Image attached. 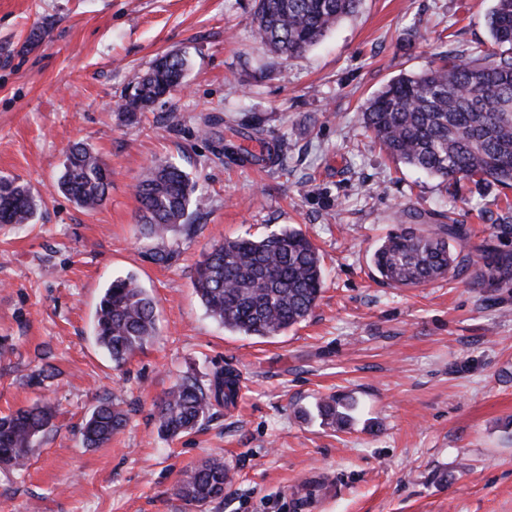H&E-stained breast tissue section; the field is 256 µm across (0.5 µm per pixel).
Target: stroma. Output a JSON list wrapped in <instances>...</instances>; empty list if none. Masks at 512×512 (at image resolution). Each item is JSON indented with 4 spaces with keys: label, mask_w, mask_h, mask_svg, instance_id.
<instances>
[{
    "label": "stroma",
    "mask_w": 512,
    "mask_h": 512,
    "mask_svg": "<svg viewBox=\"0 0 512 512\" xmlns=\"http://www.w3.org/2000/svg\"><path fill=\"white\" fill-rule=\"evenodd\" d=\"M491 5L361 0L285 61L252 39L253 0H0V176L38 200L32 224L0 225V414L62 411L24 473L0 467V512H512V287L449 276L393 288L370 263L400 224L449 207L480 242L512 224V188L447 190L360 124L391 79L489 44ZM172 49L187 58L183 84L128 118L131 81ZM78 141L112 168L91 212L57 187ZM275 141L288 144L281 167L266 159ZM166 160L204 204L150 241L133 187ZM288 224L320 250L317 307L272 339L224 329L194 291L197 263L224 238ZM127 275L155 298L157 331L117 368L94 314ZM220 366L240 374L236 406L163 439L156 402L182 375L204 383ZM334 394L350 406L335 429L316 410ZM107 396L127 424L84 447L80 428ZM211 456L234 473L223 499H179L184 472Z\"/></svg>",
    "instance_id": "stroma-1"
}]
</instances>
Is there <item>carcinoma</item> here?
I'll return each mask as SVG.
<instances>
[{
  "label": "carcinoma",
  "mask_w": 512,
  "mask_h": 512,
  "mask_svg": "<svg viewBox=\"0 0 512 512\" xmlns=\"http://www.w3.org/2000/svg\"><path fill=\"white\" fill-rule=\"evenodd\" d=\"M360 0H253L254 38L285 60L314 46ZM491 48L475 56L418 73L401 74L372 95L361 124L394 160L425 170L455 187L463 180L512 187V0H495L487 15ZM187 60L173 49L136 78L125 111L142 112L181 83ZM58 188L87 210L105 203L112 168L83 143L70 149ZM140 233L164 240L202 205L189 174L179 165L152 162L135 188ZM37 202L26 186L0 177V224H30ZM511 224L478 244L454 218L423 230L416 224L388 235L372 252L382 282L414 288L453 275L482 287L512 284V249L503 239ZM321 255L301 230L288 226L261 239L226 238L198 263L193 285L207 313L224 328L259 338L279 336L304 321L323 290ZM156 301L132 276L117 277L96 306V343L120 367L154 335ZM239 375L222 367L203 385L184 376L156 405L160 433H191L218 406H233ZM320 416L345 421L336 399L322 401ZM56 413L35 403L0 416V465L23 470L35 448L55 428ZM126 424L124 411L105 398L85 418L81 437L88 446L108 443ZM233 478L220 458L188 470L177 495L203 505L224 497Z\"/></svg>",
  "instance_id": "1"
}]
</instances>
